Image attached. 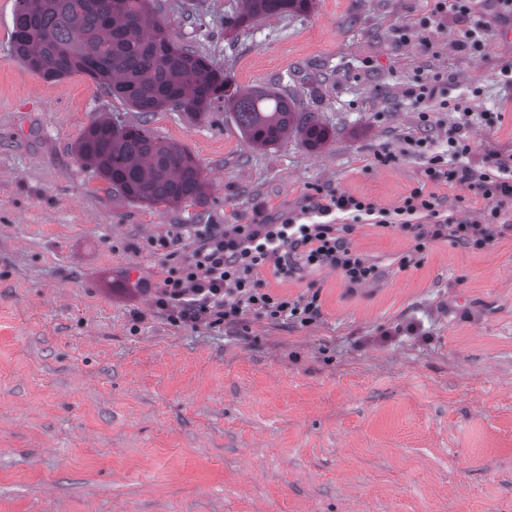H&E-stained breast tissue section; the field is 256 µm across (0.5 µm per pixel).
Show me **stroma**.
<instances>
[{
  "label": "stroma",
  "instance_id": "obj_1",
  "mask_svg": "<svg viewBox=\"0 0 512 512\" xmlns=\"http://www.w3.org/2000/svg\"><path fill=\"white\" fill-rule=\"evenodd\" d=\"M159 4L177 41L240 88L296 92L333 136L257 150L231 112L193 122L167 108L148 127L196 157L210 200L130 202L74 146L95 117L137 113L88 77L20 64L15 0H0V512H512V206L486 220L480 194L424 183L426 156L401 151L411 135L442 147L456 133L458 113L423 129L406 95L437 71V100L474 101L463 164L494 151L512 166L499 75L512 23L493 0L439 26L428 0H314L228 38L238 0ZM481 24L483 48H458L461 27ZM405 26L423 38L401 41ZM421 184L459 220L486 221V236L420 242L358 224L370 281L264 272L272 294L318 295L307 326L252 312L176 326L154 305L197 225L292 216L315 186L391 210Z\"/></svg>",
  "mask_w": 512,
  "mask_h": 512
}]
</instances>
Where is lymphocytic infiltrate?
Here are the masks:
<instances>
[{
    "instance_id": "1",
    "label": "lymphocytic infiltrate",
    "mask_w": 512,
    "mask_h": 512,
    "mask_svg": "<svg viewBox=\"0 0 512 512\" xmlns=\"http://www.w3.org/2000/svg\"><path fill=\"white\" fill-rule=\"evenodd\" d=\"M469 151L465 139H449L446 150L430 154L424 178L432 183H466L488 200L490 217H497L512 203V167L495 154L479 169L449 166V159ZM309 201L308 211L316 218L312 224H296L291 218L281 217L251 224L205 225L196 233L197 245L191 254L159 285L156 307L167 312L177 325L232 323L246 311L273 322L290 317L303 324L312 323L320 314L317 297L291 302L273 296L263 289V270L285 279L304 267H330L346 282L368 280L373 267L353 251L351 223L335 222L334 217L339 213L351 215L353 220L370 217L378 208L366 199L321 189L310 195ZM395 213L414 218L410 230L418 239L450 237L466 242L483 232L481 225L461 224L445 214L442 200L423 186L413 188Z\"/></svg>"
}]
</instances>
